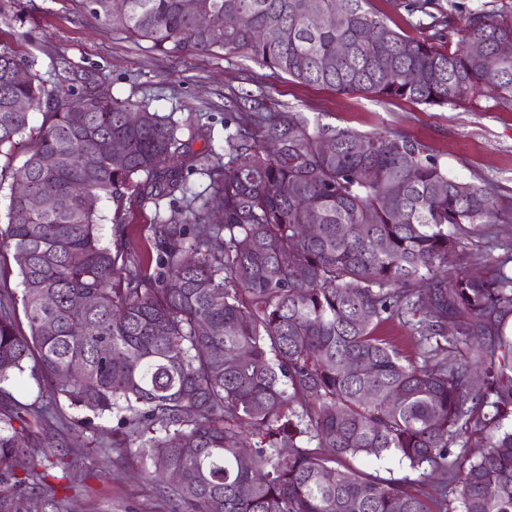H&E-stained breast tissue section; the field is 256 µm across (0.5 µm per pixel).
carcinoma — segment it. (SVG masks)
<instances>
[{
	"label": "carcinoma",
	"mask_w": 512,
	"mask_h": 512,
	"mask_svg": "<svg viewBox=\"0 0 512 512\" xmlns=\"http://www.w3.org/2000/svg\"><path fill=\"white\" fill-rule=\"evenodd\" d=\"M82 2L166 55L218 49L306 84L427 106L473 103L491 84L512 105L503 8H453L415 39L369 0H195L192 12L185 0ZM33 66L0 42V152L31 143L19 167L0 168V239L29 329L0 293V382L32 358L53 399L132 412L112 449L137 446L152 483L180 474L159 487L168 512H433L424 491L345 464L390 453L442 471L441 505L451 492L460 512H512V274L506 259L493 277L456 270L457 229L498 222L511 198L448 176L416 139L313 123L293 107L238 112L224 120V156L196 154L204 126L103 96L90 75L50 88ZM129 189L171 203L151 225L152 272L127 264L124 227L115 251L97 234L98 204ZM41 196L57 202L38 206ZM394 315L409 316L422 361L377 335ZM25 411H0V512L22 494L29 512H63L65 486L45 470L64 480L77 460L35 462ZM248 433L258 442L245 453Z\"/></svg>",
	"instance_id": "1"
}]
</instances>
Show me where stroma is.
Listing matches in <instances>:
<instances>
[{"mask_svg":"<svg viewBox=\"0 0 512 512\" xmlns=\"http://www.w3.org/2000/svg\"><path fill=\"white\" fill-rule=\"evenodd\" d=\"M410 0H370V8L385 24L419 38L423 15L411 12ZM0 40L35 59V69L48 86L69 85L94 74L102 92L122 101H147L160 114L176 119L194 114L210 136L194 142V150L223 151L224 106L242 94L268 107H294L310 120L362 133L398 131L417 139L448 171L450 177L488 182L512 197V109L498 105L499 93L487 88L476 104L428 107L403 100H386L360 93L308 85L277 74L239 54L222 51L165 55L149 41L103 26L82 0H28L21 18H0ZM98 234L114 243L113 224H126L134 259L154 267L156 252L149 227L156 219L152 205H140L137 193L103 202ZM464 269L494 275L499 260L512 256V213L489 228L464 226ZM46 405L47 420L33 424L29 452L41 457L47 448L78 461L77 477L67 492V512H167L154 488L145 482L141 464L112 454V432L120 412L97 417L51 400L30 372L0 383V404ZM353 467L382 481L402 480L410 489H429L441 474L419 472L393 455L379 460L356 459Z\"/></svg>","mask_w":512,"mask_h":512,"instance_id":"obj_1","label":"stroma"}]
</instances>
